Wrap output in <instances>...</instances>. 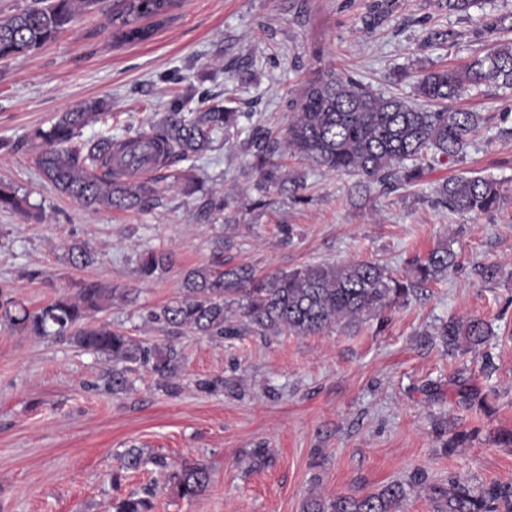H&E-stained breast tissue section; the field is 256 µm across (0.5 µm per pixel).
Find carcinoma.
Here are the masks:
<instances>
[{
  "mask_svg": "<svg viewBox=\"0 0 512 512\" xmlns=\"http://www.w3.org/2000/svg\"><path fill=\"white\" fill-rule=\"evenodd\" d=\"M99 0H34V5L0 21V58L26 55L49 40ZM110 25L113 41L122 45L149 39L155 26L172 17L179 0H116ZM437 6L461 17L471 15L479 0H437ZM390 17L389 0H374L370 22ZM512 88V38L493 40L483 54L453 68L422 72L416 83L418 96L433 103L431 110L395 96L369 89L349 73L317 72L299 94L288 102L290 120L282 134L254 126L248 140L253 147L252 168L258 176L256 190L288 191L283 168L294 156L329 172L356 178L355 187L378 183L385 188L420 181L438 158H461L482 117L477 112L438 108L468 90L481 86ZM244 113L226 104H215L197 115L174 109L121 138L99 134L79 147L67 148L81 131L106 117V104L90 100L63 112L48 129H37L36 163L42 177L61 195L84 207L145 209L156 205L165 188L144 174L185 160L212 148L217 136L238 129ZM502 201L497 180L479 175L444 180L435 204L451 212L482 214ZM0 208L20 209L12 186L0 183ZM172 257L150 250L140 257L143 279L165 272ZM457 264V256L441 242L417 261L411 275L397 279L376 261L319 263L289 272L257 276L246 267L224 269L215 259L186 272L183 296L152 310L148 320L176 331L211 339L251 331L260 336L283 332L309 335L341 321H354L404 300L418 286L440 281ZM72 296L58 298L31 310L7 299L0 303L10 330L34 336H53L112 362L105 388L112 394L127 391L128 373L143 367L158 388L175 394L180 353L176 346L135 340L107 322H95L116 289L98 280H80ZM237 320H231V306ZM491 335L489 325L478 319H452L440 327L443 345L454 350L465 342L479 346ZM160 470L169 465L157 455L145 456L140 448H127L122 468L137 470L147 464ZM211 470L203 463L181 466L168 473L164 489L180 499H195L211 485ZM155 490L133 492L109 505L112 512H151ZM403 484L389 483L363 496L339 495L331 501L311 496L302 512H397L405 498ZM436 512H512V481L496 482L479 490L456 476L448 488H432Z\"/></svg>",
  "mask_w": 512,
  "mask_h": 512,
  "instance_id": "obj_1",
  "label": "carcinoma"
}]
</instances>
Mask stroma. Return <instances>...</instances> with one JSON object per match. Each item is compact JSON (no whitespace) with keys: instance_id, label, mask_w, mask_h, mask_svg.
<instances>
[{"instance_id":"obj_1","label":"stroma","mask_w":512,"mask_h":512,"mask_svg":"<svg viewBox=\"0 0 512 512\" xmlns=\"http://www.w3.org/2000/svg\"><path fill=\"white\" fill-rule=\"evenodd\" d=\"M371 0H182L174 20L147 41L114 45L111 0L79 16L23 57L0 61V181L23 199L0 209V294L38 308L99 280L121 290L99 320L137 340L164 342L150 310L179 297L184 273L221 257L225 268L256 274L306 265L376 260L397 277L417 258L448 242L457 267L446 280L362 319L298 336L246 333L212 340L190 332L178 395L158 389L139 369L129 391L103 388L110 364L52 338L0 328V512H105L113 499L160 487L154 467L120 468L135 446L165 456L171 468L202 461L211 487L182 500L160 493L153 512H301L318 496L364 495L390 482L406 496L399 512H432L430 489L455 475L474 488L512 480V89L465 93L458 107L485 123L463 159L416 184L371 185L356 194L351 177L289 161V181L304 202L269 194L257 205L247 132L176 163L197 190L163 193L149 211L85 209L41 176L30 136L91 99L110 106L102 132L124 136L171 105L202 110L233 98L255 124L285 127L288 101L321 69L353 73L373 89L416 102L420 72L470 58L490 35L473 37L479 19L464 20L435 0H396L390 20L369 28ZM465 31L456 46L427 43L429 31ZM490 176L503 185L500 208L453 214L434 204L441 179ZM227 196L222 212L204 200ZM93 260L72 262V244ZM170 252L160 277L139 280L140 256ZM500 269L480 282L475 265ZM475 318L495 331L479 347L446 351L438 336L449 318ZM220 376L224 390H198ZM470 390L484 406L465 404ZM466 431L470 440L448 447Z\"/></svg>"}]
</instances>
